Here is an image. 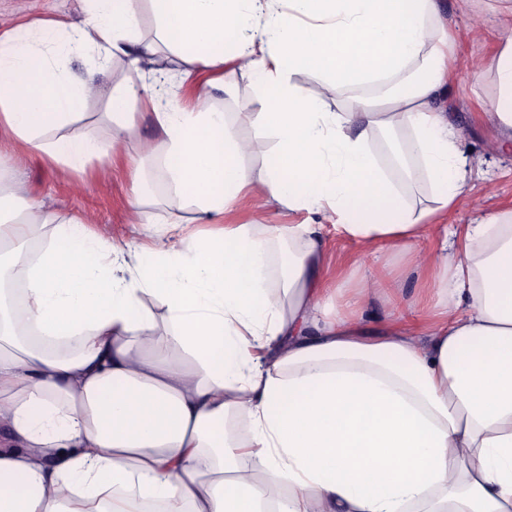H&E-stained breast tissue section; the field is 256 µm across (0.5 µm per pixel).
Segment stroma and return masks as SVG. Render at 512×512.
<instances>
[{
    "mask_svg": "<svg viewBox=\"0 0 512 512\" xmlns=\"http://www.w3.org/2000/svg\"><path fill=\"white\" fill-rule=\"evenodd\" d=\"M444 17L454 35V54L458 60L455 81L441 92L437 103L450 121L462 131L460 150L464 182L455 209L446 218L450 224H472L491 213L512 210V151L499 146V133L488 110L497 95L494 79L495 52L503 34L493 26L495 0H480L478 10L465 9L462 0H440ZM83 0H0V33L18 30L27 21L65 15L80 19ZM67 67L78 78H93L96 96L85 105L84 123L95 136L108 134L102 119L105 102L115 83L138 81L139 73L118 60L109 74L91 76V64L70 59ZM100 163H93L82 184L61 169L42 164L37 158H16L10 148L0 149V170L23 182L35 199L44 201L57 213L81 218L101 226L115 238L131 236L128 208L131 200L129 164L113 165L108 177H100ZM322 236L329 268H341L342 275L332 281V288L354 287L370 272L366 260L360 259L355 242L337 237L331 224H324Z\"/></svg>",
    "mask_w": 512,
    "mask_h": 512,
    "instance_id": "1",
    "label": "stroma"
}]
</instances>
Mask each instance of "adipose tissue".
Segmentation results:
<instances>
[{"instance_id":"ef3b65f1","label":"adipose tissue","mask_w":512,"mask_h":512,"mask_svg":"<svg viewBox=\"0 0 512 512\" xmlns=\"http://www.w3.org/2000/svg\"><path fill=\"white\" fill-rule=\"evenodd\" d=\"M281 1L86 0L80 21L0 36V144L78 177L127 159L136 228L154 221L140 164L164 146L168 188L207 225L168 223L186 247L140 250L0 176V270L16 269L24 298L0 300V512H512V224L441 226L462 184L458 134L434 104L456 71L439 2ZM497 23L510 36L490 118L506 136L512 7ZM163 53L200 85L190 105L160 77ZM64 55L148 65L113 89L106 138L76 129L96 89ZM238 72L258 92L232 123L210 92ZM395 77L385 111L364 96L331 111L345 89ZM136 102L155 140L132 142ZM378 131L402 135L419 162L406 177L427 178L433 206L378 165ZM258 136L274 146L253 171ZM245 199L330 220L375 263L371 278L327 315L319 225L258 237L224 221ZM37 230L45 241L16 265ZM429 234L431 252L417 246ZM298 238L271 284L274 246ZM387 249L426 272L423 287L402 291Z\"/></svg>"}]
</instances>
